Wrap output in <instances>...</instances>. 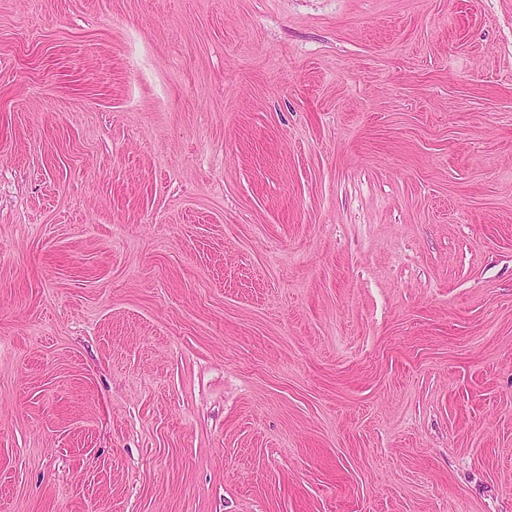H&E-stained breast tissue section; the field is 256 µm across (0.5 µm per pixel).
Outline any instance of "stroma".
Segmentation results:
<instances>
[{"instance_id": "1", "label": "stroma", "mask_w": 512, "mask_h": 512, "mask_svg": "<svg viewBox=\"0 0 512 512\" xmlns=\"http://www.w3.org/2000/svg\"><path fill=\"white\" fill-rule=\"evenodd\" d=\"M0 512H512V0H0Z\"/></svg>"}]
</instances>
